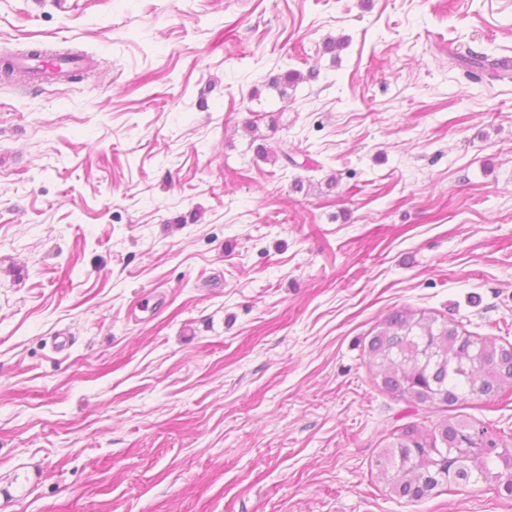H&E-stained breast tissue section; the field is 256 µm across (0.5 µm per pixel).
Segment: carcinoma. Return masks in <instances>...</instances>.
Masks as SVG:
<instances>
[{"instance_id":"1","label":"carcinoma","mask_w":512,"mask_h":512,"mask_svg":"<svg viewBox=\"0 0 512 512\" xmlns=\"http://www.w3.org/2000/svg\"><path fill=\"white\" fill-rule=\"evenodd\" d=\"M300 78L286 70L271 87L284 98ZM365 350L381 387L416 407H452L512 390V345L476 338L451 319L395 309ZM377 467L390 475V493L410 502L470 482L512 497V439L464 418L444 419L427 432L415 424L396 429Z\"/></svg>"}]
</instances>
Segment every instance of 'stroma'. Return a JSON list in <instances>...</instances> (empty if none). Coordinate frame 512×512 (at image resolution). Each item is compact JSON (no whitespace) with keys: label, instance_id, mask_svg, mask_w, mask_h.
Returning <instances> with one entry per match:
<instances>
[{"label":"stroma","instance_id":"1","mask_svg":"<svg viewBox=\"0 0 512 512\" xmlns=\"http://www.w3.org/2000/svg\"><path fill=\"white\" fill-rule=\"evenodd\" d=\"M70 47L0 81V512H512L390 496L444 414L363 352L403 306L512 344V81L463 63L512 65V0H0V56ZM23 67L38 74H47L55 77L65 76L75 65V61L63 58L61 55L41 54L28 58L22 62Z\"/></svg>","mask_w":512,"mask_h":512}]
</instances>
